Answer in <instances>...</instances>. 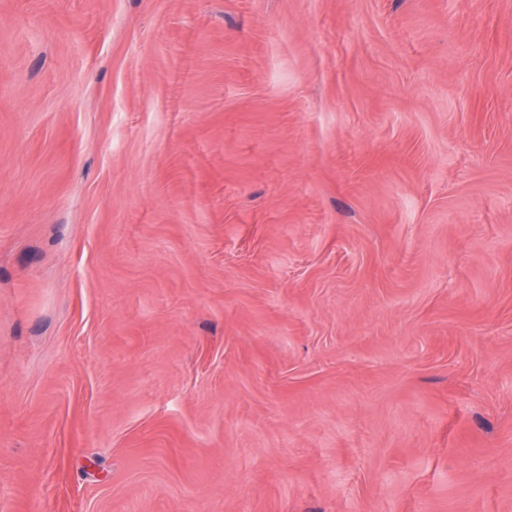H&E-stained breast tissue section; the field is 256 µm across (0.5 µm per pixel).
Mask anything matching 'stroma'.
<instances>
[{
	"label": "stroma",
	"instance_id": "stroma-1",
	"mask_svg": "<svg viewBox=\"0 0 512 512\" xmlns=\"http://www.w3.org/2000/svg\"><path fill=\"white\" fill-rule=\"evenodd\" d=\"M0 512H512V0H0Z\"/></svg>",
	"mask_w": 512,
	"mask_h": 512
}]
</instances>
